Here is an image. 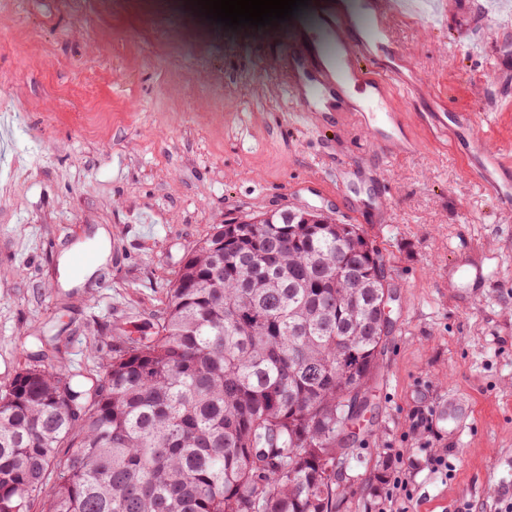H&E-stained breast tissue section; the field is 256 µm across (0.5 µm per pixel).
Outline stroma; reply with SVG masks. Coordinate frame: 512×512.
Instances as JSON below:
<instances>
[{
    "label": "stroma",
    "mask_w": 512,
    "mask_h": 512,
    "mask_svg": "<svg viewBox=\"0 0 512 512\" xmlns=\"http://www.w3.org/2000/svg\"><path fill=\"white\" fill-rule=\"evenodd\" d=\"M340 4L396 68L415 149L371 148L354 123L301 109L279 58ZM512 0H443L390 38L362 0H309L231 29L186 0H0V386L48 339L74 371L163 307L213 225L309 207L359 225L393 299L379 365L346 434L338 512H512V212L498 209L431 115L471 114L512 165ZM110 258L73 272L72 251ZM489 265L472 281L465 272ZM457 394L456 434L438 413ZM387 482L391 486L388 499L391 504L398 503L400 501V507L395 511L407 512L408 504L410 502V494L408 493V480L401 471L392 472L388 477Z\"/></svg>",
    "instance_id": "35a3bbf8"
}]
</instances>
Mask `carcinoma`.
Instances as JSON below:
<instances>
[{
    "label": "carcinoma",
    "mask_w": 512,
    "mask_h": 512,
    "mask_svg": "<svg viewBox=\"0 0 512 512\" xmlns=\"http://www.w3.org/2000/svg\"><path fill=\"white\" fill-rule=\"evenodd\" d=\"M301 216L215 225L91 383L32 364L0 387V512H336L391 289L357 225Z\"/></svg>",
    "instance_id": "carcinoma-1"
}]
</instances>
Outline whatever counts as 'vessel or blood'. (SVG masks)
<instances>
[{
  "mask_svg": "<svg viewBox=\"0 0 512 512\" xmlns=\"http://www.w3.org/2000/svg\"><path fill=\"white\" fill-rule=\"evenodd\" d=\"M346 22L337 13L326 11L319 17V26L310 36L293 40L282 57V67L288 75L292 94L303 109H327L354 112L358 122L368 126L375 148H383L393 139L377 112L381 107L380 93L391 80L387 69L367 50L364 44L348 40ZM335 43L339 53L334 62H326L319 54L320 42ZM358 88L362 97L349 102L347 87ZM435 127L447 132L452 145L475 139V127L470 119L454 114H437ZM480 185L493 196L502 210L512 209V173L502 168L497 154H489L474 172Z\"/></svg>",
  "mask_w": 512,
  "mask_h": 512,
  "instance_id": "b4317fda",
  "label": "vessel or blood"
}]
</instances>
